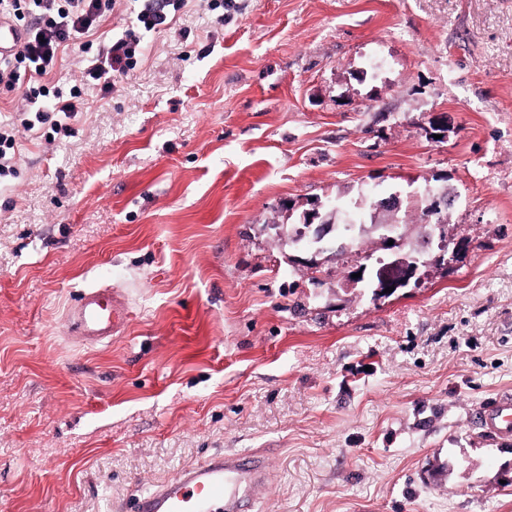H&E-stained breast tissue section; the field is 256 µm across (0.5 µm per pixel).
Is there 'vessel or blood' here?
Instances as JSON below:
<instances>
[{
  "instance_id": "b4317fda",
  "label": "vessel or blood",
  "mask_w": 512,
  "mask_h": 512,
  "mask_svg": "<svg viewBox=\"0 0 512 512\" xmlns=\"http://www.w3.org/2000/svg\"><path fill=\"white\" fill-rule=\"evenodd\" d=\"M69 316L83 335L94 339L114 336L127 321L123 301L108 288L84 291ZM472 421L487 433L512 436V393L504 391L488 399ZM266 475L263 456L215 455L168 484L135 497L130 512H249L252 493Z\"/></svg>"
}]
</instances>
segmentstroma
Returning <instances> with one entry per match:
<instances>
[{"instance_id":"stroma-1","label":"stroma","mask_w":512,"mask_h":512,"mask_svg":"<svg viewBox=\"0 0 512 512\" xmlns=\"http://www.w3.org/2000/svg\"><path fill=\"white\" fill-rule=\"evenodd\" d=\"M204 0L109 94L16 134L0 178V512H129L217 452L259 454L252 512H512V0ZM446 117L432 138L433 116ZM447 188L446 252L374 299L282 225ZM109 286L108 343L68 309ZM472 422L499 437L512 436V393L499 392L474 414Z\"/></svg>"}]
</instances>
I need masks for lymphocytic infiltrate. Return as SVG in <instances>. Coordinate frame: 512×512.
Instances as JSON below:
<instances>
[{
	"mask_svg": "<svg viewBox=\"0 0 512 512\" xmlns=\"http://www.w3.org/2000/svg\"><path fill=\"white\" fill-rule=\"evenodd\" d=\"M118 0H0V17L24 28L26 38L7 57L0 59V86L15 88L22 75L31 83L18 107L21 126L28 131L48 122L47 111L75 118L86 91L110 92L115 77L128 75L138 64L141 34L165 25L188 0H161L159 7H146L131 26L107 44L99 46L96 58L82 71L78 84L69 90L55 85L52 72L60 53L76 45L103 15L113 12ZM63 119V121H64ZM63 121L51 123L54 132L64 131Z\"/></svg>",
	"mask_w": 512,
	"mask_h": 512,
	"instance_id": "obj_1",
	"label": "lymphocytic infiltrate"
}]
</instances>
